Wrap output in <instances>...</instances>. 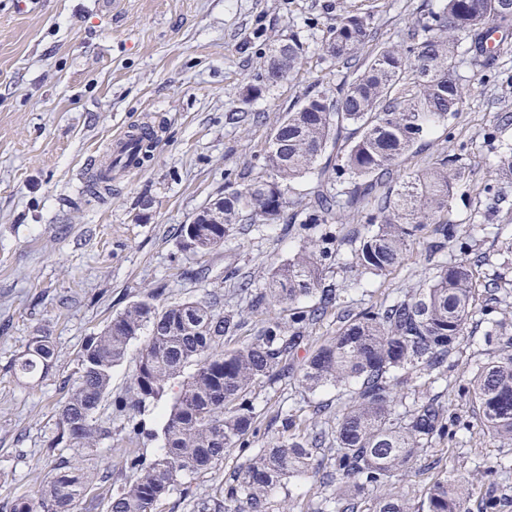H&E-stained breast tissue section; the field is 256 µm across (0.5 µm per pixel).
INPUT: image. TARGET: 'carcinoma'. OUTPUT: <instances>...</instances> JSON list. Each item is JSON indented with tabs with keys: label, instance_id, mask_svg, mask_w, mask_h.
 <instances>
[{
	"label": "carcinoma",
	"instance_id": "obj_1",
	"mask_svg": "<svg viewBox=\"0 0 512 512\" xmlns=\"http://www.w3.org/2000/svg\"><path fill=\"white\" fill-rule=\"evenodd\" d=\"M408 34L411 44H391L357 60L373 40L369 15L346 10L336 18L323 55L351 70L339 97L309 94L270 130L265 173L224 191V208L203 207L209 224H184V248L207 254L224 245L248 216L253 224H276L294 182L307 181L303 225H367L353 264L359 282L399 266L424 227L450 212L456 185L468 167L443 156L429 166L401 172L415 146L455 114L464 98L458 74L461 35L473 36L483 53L500 28L512 25V0H440ZM302 43L274 45L266 60V82L289 81L304 65ZM352 129L340 141L341 133ZM336 163L317 167L328 145ZM499 181L512 183V147L499 154ZM439 248L461 239L459 226L437 225ZM337 258L329 232L310 236L288 261L272 268L263 288L241 282L251 310L278 308L288 321L269 319L250 340L224 348L235 337L243 314L216 308L214 301H184L163 309L152 293L132 302L88 341L79 376L60 411L57 443L83 454L97 450L111 431L98 422L112 368L130 342L149 331L140 353L130 396L120 401L128 437L141 434L137 414L162 397L166 385L187 367L193 373L162 426L163 446L151 459L134 456L130 478L112 493L110 512H155L158 502L185 477L200 476L224 456L246 452L257 432L256 386L272 380L305 348L307 328L336 313V333L305 358L300 382L311 392L337 391L334 426L326 428L294 413L284 417L287 435L252 452L216 488L202 512H266L271 494L310 472L333 488L313 512H468L477 470H455L437 478L417 501L388 487L413 476L417 458L449 435L454 419L430 394L448 357L473 324L475 293L484 316L494 312L505 288L500 277L480 278L464 261L441 265L432 279L391 302L359 312L341 308L346 289L325 282L326 262ZM316 297L312 306L302 300ZM493 355L476 364L462 390L489 434L512 444V335L493 320ZM57 358L50 337H31L14 362L15 372L45 377ZM95 473L77 465L56 470L35 497L0 506L4 512H74Z\"/></svg>",
	"mask_w": 512,
	"mask_h": 512
}]
</instances>
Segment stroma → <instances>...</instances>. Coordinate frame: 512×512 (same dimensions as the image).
<instances>
[{
    "label": "stroma",
    "instance_id": "obj_1",
    "mask_svg": "<svg viewBox=\"0 0 512 512\" xmlns=\"http://www.w3.org/2000/svg\"><path fill=\"white\" fill-rule=\"evenodd\" d=\"M438 2L30 0L20 10L15 0H0V502L34 496L53 469L78 460L96 477L75 512H108L113 489L127 476V458L159 453L162 416L180 383L172 381L161 400L141 411L153 438L129 440L115 402L127 396L148 338L133 340L112 369L100 409L99 422L111 435L94 455L76 457L56 437L85 343L149 292L161 306L214 300L219 309L246 311L237 340L255 335L267 315L248 312L235 288L244 276L263 284L271 264L302 246L304 184L290 189L283 221L238 225L207 255L183 248L181 226L228 185L262 173L270 129L306 92L335 95L349 71L324 59L321 45L339 13L356 7L370 13L375 37L362 50L367 56L406 41ZM291 36L302 42L307 62L293 80L267 85L268 48ZM459 75L468 91L456 114L405 166L418 170L443 154L470 165L450 214L469 250H436L434 231L425 228L402 264L366 276L365 290L350 292L352 272L343 261L353 253L354 234L367 226L331 225L342 261L327 266V281L345 289L349 308L393 299L445 260H465L512 281V268L503 265L512 246V184L495 176L500 146H512V27L496 33L492 52L466 58ZM251 86L261 87V95H247ZM146 122L157 135L143 168L113 179L111 193L91 194V168L113 135ZM38 331L54 342L56 364L44 378L20 377L13 361ZM489 356L477 330L449 359L448 381L435 389L459 424L397 491L416 498L448 469L512 458V445L491 438L457 393L464 372ZM256 396L258 448L280 437V411L308 415L319 403L336 402L335 390L307 391L293 367L261 384ZM246 460L241 453L226 456L175 487L156 512H197L196 503Z\"/></svg>",
    "mask_w": 512,
    "mask_h": 512
}]
</instances>
